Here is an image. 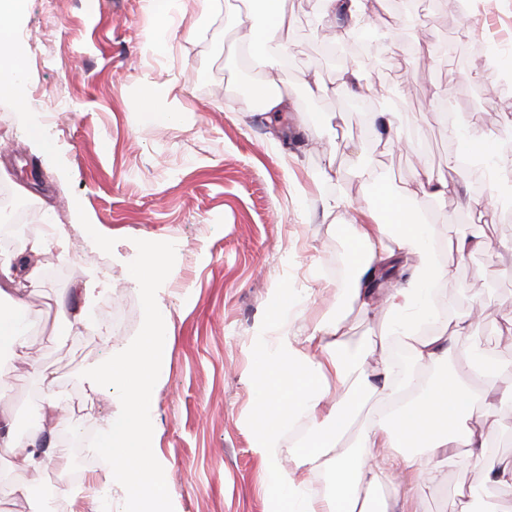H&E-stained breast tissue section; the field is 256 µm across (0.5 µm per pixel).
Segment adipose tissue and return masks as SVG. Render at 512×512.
Instances as JSON below:
<instances>
[{
  "instance_id": "ef3b65f1",
  "label": "adipose tissue",
  "mask_w": 512,
  "mask_h": 512,
  "mask_svg": "<svg viewBox=\"0 0 512 512\" xmlns=\"http://www.w3.org/2000/svg\"><path fill=\"white\" fill-rule=\"evenodd\" d=\"M448 135L478 150L479 162L487 165V205L512 197V151L481 127H452ZM356 175L380 193L379 206L357 210L341 191L328 205L353 214L347 294L363 312L382 308L386 331L378 340L353 343L339 323L320 319L305 334H296L283 325L291 306L289 290H271L268 320L279 330L273 336L260 332L255 339L252 380L257 398L249 416L252 451L265 472L268 512H369L371 488L397 478L401 487L383 502L380 512H419L423 489L442 482L455 462V448L465 449L468 459L480 466L486 484L512 488V464L493 459L487 434L470 425L488 409L478 385L498 374L500 364L476 354L471 386L432 374L447 363L451 343L471 335L479 318L471 314L444 330L426 331L439 287L454 269L443 256L440 231L431 230L429 216L407 209L406 200L418 193L441 198L451 186L420 177L414 185L391 191L367 158ZM60 240L57 227L46 225L23 250L0 263V282L21 280L39 287V257ZM40 322L26 305L8 300L0 291L1 354L25 348L28 334ZM377 348L386 353L378 388L365 370L367 357ZM373 390L381 406L362 426L355 444L343 448L347 422L337 407L329 406V398ZM296 418L305 421L308 433L283 448V433ZM401 447L408 450L403 461L387 456V449ZM374 448L384 449V456H371ZM286 454L295 461L293 469L282 464ZM316 473L328 477V488L319 495L309 492Z\"/></svg>"
}]
</instances>
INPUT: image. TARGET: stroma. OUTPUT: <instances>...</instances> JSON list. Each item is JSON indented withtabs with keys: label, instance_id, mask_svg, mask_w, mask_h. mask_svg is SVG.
I'll return each instance as SVG.
<instances>
[{
	"label": "stroma",
	"instance_id": "1",
	"mask_svg": "<svg viewBox=\"0 0 512 512\" xmlns=\"http://www.w3.org/2000/svg\"><path fill=\"white\" fill-rule=\"evenodd\" d=\"M481 2L447 20L397 14L388 0H372V27L401 36L361 64V92L374 106L399 112V132L418 150L412 156L386 147L347 99L309 93L314 83L335 86L346 41L321 38L307 0H283L293 24L278 40L295 69L285 77L263 71L296 102L295 111L276 115L228 92L248 76L237 64L243 0H215L203 15L195 0H176L165 23L146 0H26L10 31L19 93L0 98V168L5 186L36 205L32 235L51 218L71 228L74 245L42 254L41 287L21 292L43 324L28 338V357L11 363L12 388L0 397V413L39 417L50 386L67 408L59 422L44 424L57 453H71L62 433L107 430L112 393L89 390L80 374L141 327L139 290L128 271L136 240L174 243L175 265L158 299L167 336L152 392L154 451L168 464L167 488L179 512H266L265 478L247 425L256 402L247 374L270 289H290L299 334L319 318L338 317L346 336L374 339L384 321L363 314L344 292L349 228L344 213L324 211L321 196L341 188L374 209L378 195L349 177L364 155L393 188L413 183L423 161L433 177H455L448 162L461 148L448 136L452 126L488 128L512 149V93L502 94L500 83L501 72L512 73V0ZM452 28L469 44L453 79L423 59ZM477 73L493 102L481 114L467 96ZM439 91L444 109L434 112ZM163 95L181 112L176 123L157 122L138 107ZM314 112L333 115L331 127L301 125ZM32 127L50 151L29 139ZM458 180L459 192L447 199L418 195L408 206L431 215L447 237L477 231L487 243L461 261L447 254L456 271L437 296L432 327L481 305L478 327L458 343L448 368L466 380L472 348L481 346L507 366L489 387L497 395L512 389V326L505 320L512 312V222L484 207L469 178ZM93 277L107 278L109 291L85 324L65 329L72 313L59 300ZM83 482L100 485V496L69 486L60 512H123V492L100 467ZM480 482V470L458 454L443 484L424 490L420 512H448L449 498Z\"/></svg>",
	"mask_w": 512,
	"mask_h": 512
}]
</instances>
